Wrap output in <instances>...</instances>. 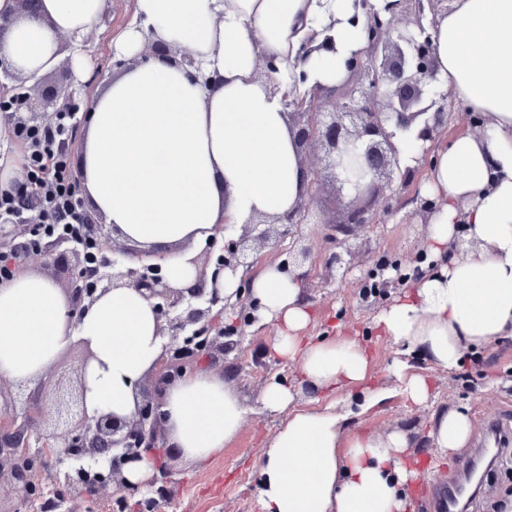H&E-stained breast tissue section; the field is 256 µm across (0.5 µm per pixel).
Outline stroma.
Returning a JSON list of instances; mask_svg holds the SVG:
<instances>
[{
  "label": "stroma",
  "mask_w": 512,
  "mask_h": 512,
  "mask_svg": "<svg viewBox=\"0 0 512 512\" xmlns=\"http://www.w3.org/2000/svg\"><path fill=\"white\" fill-rule=\"evenodd\" d=\"M134 18V0H112V10L99 30L85 42L84 51L92 60L91 69L81 76H69L67 94L77 112H85L90 94L111 76L115 58L112 38ZM448 124L440 128L428 154L420 158L413 175L384 183L383 195L392 210L377 213L376 223L354 228L351 235L338 242L325 238V222L340 219L345 199L334 192L331 182H324L316 199L309 203L299 235L295 238L271 236L256 250L259 266L288 263L297 273L300 286L310 304L312 322L307 332L357 337L371 356L370 387L388 389L390 395L366 413L355 414L361 387L341 390L312 401L300 394L297 405L314 408L315 404L335 402L337 409L348 412V427L354 431L387 434L407 431L415 456L432 461V477L443 480L460 466L464 450L451 453L434 448L429 433L439 415L467 406L473 439H480L485 420L497 417L512 405V337L491 342L472 355L463 368L448 372L433 366L423 357L412 355L408 361L431 383V399L416 407L394 393L391 366L400 357L401 348L374 328L376 315L394 298L407 290V283H394L395 274L413 273L427 258V222L423 186L431 166V157L445 148L463 125L458 119L462 105L448 97ZM309 251L306 261H287L291 247ZM341 255L342 261L329 266V254ZM79 249L48 243L23 257L17 271L36 270L49 276L60 288H67ZM389 286H382V279ZM240 304L214 306L216 323L237 328L241 341L224 358V382L243 402L246 413L239 433L224 450L194 462L170 452L166 464L169 478L157 497L154 512H260L257 499L259 464L284 413L264 410L260 403L266 383L278 378L291 385L303 379L299 360L278 355L272 348L276 327L271 323L243 322ZM74 461L56 464L46 461L38 475L37 490L43 495L40 508L20 505L11 491L0 492V512H83L85 504L70 493L66 476L74 471Z\"/></svg>",
  "instance_id": "35a3bbf8"
}]
</instances>
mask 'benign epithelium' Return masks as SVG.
<instances>
[{"label":"benign epithelium","instance_id":"7a95c632","mask_svg":"<svg viewBox=\"0 0 512 512\" xmlns=\"http://www.w3.org/2000/svg\"><path fill=\"white\" fill-rule=\"evenodd\" d=\"M355 8L365 17L366 50L346 63L347 81L330 91L314 90L297 105L284 104L289 128L301 164L306 170L307 196L314 198L324 173L335 181L339 195H348L343 218L330 225V236L347 234L355 227L374 223L371 204L382 195L379 181L391 179L401 168L400 152L394 143L397 133L413 135L426 143L439 127L448 123L447 95L433 91L438 67L432 33L423 24L425 10L436 16L448 12L447 0H397L378 8L374 0H355ZM414 15L413 23L401 21V15ZM67 74L62 71L52 89L42 91L47 101L65 97ZM325 147L321 158H308L313 144ZM301 207L274 218L284 225L282 236L293 234L300 224ZM268 231L248 219L239 227V236L230 240L218 254L207 253L202 269L217 273L240 269L249 271L256 263L250 257L248 242H263ZM122 246L112 245V272L90 273L85 267L71 276L69 299L77 311L97 294L111 288L133 286L153 301L157 319L181 307L185 314L170 319L177 330L174 343L162 350L151 373L153 392L144 396L129 418L103 414L92 418L84 401L85 369L94 354L84 347L85 355L75 368V379L58 382L53 399L43 401L25 397L24 420L18 421L14 409L0 406V487L8 484L24 496L35 486L37 460L27 452L29 439L36 436L50 447L51 457L59 462L90 455L89 449L101 448L109 455V466L98 472L99 481L83 498H93L100 487L109 484L120 493L135 495L140 486L128 483L124 468L144 457H155L154 480L167 479V467L156 449L164 442L162 393L166 386L194 371L203 359L213 364L237 347L238 341L209 319L211 307L221 301L218 288L210 293L209 306H192L200 296L193 288H172L162 276V264L152 258H138ZM9 468L3 469V460Z\"/></svg>","mask_w":512,"mask_h":512}]
</instances>
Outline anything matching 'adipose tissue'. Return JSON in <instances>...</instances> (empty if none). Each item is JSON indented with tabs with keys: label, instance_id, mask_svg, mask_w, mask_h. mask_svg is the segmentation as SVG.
I'll return each mask as SVG.
<instances>
[{
	"label": "adipose tissue",
	"instance_id": "obj_1",
	"mask_svg": "<svg viewBox=\"0 0 512 512\" xmlns=\"http://www.w3.org/2000/svg\"><path fill=\"white\" fill-rule=\"evenodd\" d=\"M112 0H37L33 14L0 0V57L36 79L63 59L82 70L85 39ZM354 0H135V19L112 41L128 67L88 101L79 173L94 213L129 246H166L176 288L201 278L196 248L223 223L276 217L307 192L282 91L343 84L345 61L366 46ZM445 90L485 119L482 133L457 134L435 159L426 191L436 202L427 227L436 265L375 319L407 353L459 370L465 352L512 337V0H453L432 31ZM193 59L140 61L146 40ZM272 60L271 78L257 73ZM466 228L475 246L449 254ZM259 318L276 325L273 349L300 359L310 393L369 377L370 355L345 336H307L310 310L294 273L271 264L251 282ZM95 354L84 376L89 415L131 416L137 391L162 348L159 322L134 287L115 288L73 312L67 294L27 270L0 283V378L35 385L71 338ZM295 389L270 380L264 409L287 411L260 464L262 512H406L405 489L419 477L411 440L351 432L333 407L304 410ZM162 409L171 444L204 460L238 434L245 414L220 373L200 370L166 387ZM429 436L454 451L471 436L467 413L440 415Z\"/></svg>",
	"mask_w": 512,
	"mask_h": 512
}]
</instances>
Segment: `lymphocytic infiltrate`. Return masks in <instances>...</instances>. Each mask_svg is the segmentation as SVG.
I'll return each instance as SVG.
<instances>
[{
	"label": "lymphocytic infiltrate",
	"instance_id": "f902f5d3",
	"mask_svg": "<svg viewBox=\"0 0 512 512\" xmlns=\"http://www.w3.org/2000/svg\"><path fill=\"white\" fill-rule=\"evenodd\" d=\"M79 125L75 111L56 113L52 122H17L12 137L25 150L26 178L22 185L0 191V226L11 230V248L0 253V280L13 277L14 263L44 242H63L81 248L89 266L108 258L100 249L80 207L81 185L70 168L67 144ZM33 227L23 234L22 225Z\"/></svg>",
	"mask_w": 512,
	"mask_h": 512
}]
</instances>
